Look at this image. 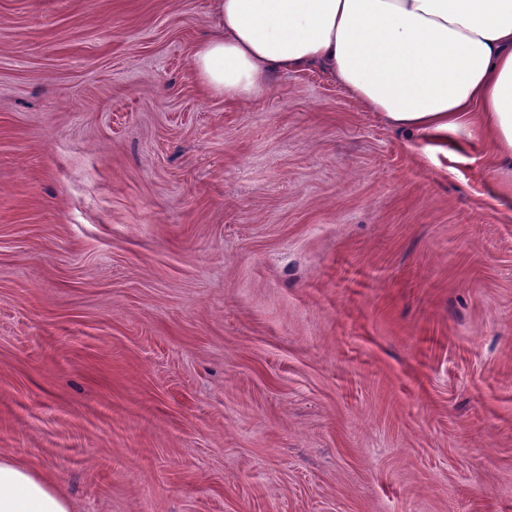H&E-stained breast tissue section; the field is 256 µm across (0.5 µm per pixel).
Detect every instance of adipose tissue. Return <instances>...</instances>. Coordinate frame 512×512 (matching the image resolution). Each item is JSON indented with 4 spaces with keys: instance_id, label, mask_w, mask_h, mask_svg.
<instances>
[{
    "instance_id": "obj_1",
    "label": "adipose tissue",
    "mask_w": 512,
    "mask_h": 512,
    "mask_svg": "<svg viewBox=\"0 0 512 512\" xmlns=\"http://www.w3.org/2000/svg\"><path fill=\"white\" fill-rule=\"evenodd\" d=\"M192 59L210 93L247 100L278 75L328 72L391 126L491 149L512 197V0H209ZM0 512H70L38 470L0 459Z\"/></svg>"
}]
</instances>
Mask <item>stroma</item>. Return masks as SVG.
Here are the masks:
<instances>
[{"instance_id": "35a3bbf8", "label": "stroma", "mask_w": 512, "mask_h": 512, "mask_svg": "<svg viewBox=\"0 0 512 512\" xmlns=\"http://www.w3.org/2000/svg\"><path fill=\"white\" fill-rule=\"evenodd\" d=\"M208 11L0 0V456L71 512H512L487 145L209 95Z\"/></svg>"}]
</instances>
